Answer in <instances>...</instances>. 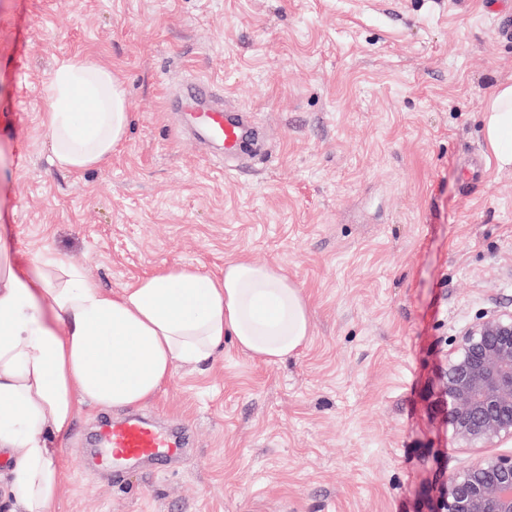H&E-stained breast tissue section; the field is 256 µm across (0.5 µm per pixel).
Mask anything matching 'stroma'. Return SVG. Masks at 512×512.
<instances>
[{"mask_svg":"<svg viewBox=\"0 0 512 512\" xmlns=\"http://www.w3.org/2000/svg\"><path fill=\"white\" fill-rule=\"evenodd\" d=\"M493 0H0V246L119 291L164 266L275 264L311 336L265 364L225 340L143 413L182 457L113 475L89 452L118 409L80 402L54 512H434L475 459L441 379L461 329L512 308V169L482 112L512 82ZM111 63L128 136L102 166L50 161L44 88ZM254 113L234 174L171 101L185 77Z\"/></svg>","mask_w":512,"mask_h":512,"instance_id":"obj_1","label":"stroma"}]
</instances>
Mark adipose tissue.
I'll list each match as a JSON object with an SVG mask.
<instances>
[{
  "label": "adipose tissue",
  "instance_id": "1",
  "mask_svg": "<svg viewBox=\"0 0 512 512\" xmlns=\"http://www.w3.org/2000/svg\"><path fill=\"white\" fill-rule=\"evenodd\" d=\"M53 163L72 172L106 162L124 140L123 83L99 56L78 53L45 87ZM483 136L499 168H512V83L483 112ZM54 257L18 268L0 250V454L11 459L10 512H53L66 481L60 442L77 402L137 408L178 366L210 362L232 337L253 359L274 364L311 334L302 288L279 266L239 256L221 273L161 268L115 292L75 266L63 282Z\"/></svg>",
  "mask_w": 512,
  "mask_h": 512
}]
</instances>
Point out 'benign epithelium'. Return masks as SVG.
I'll list each match as a JSON object with an SVG mask.
<instances>
[{"instance_id": "1", "label": "benign epithelium", "mask_w": 512, "mask_h": 512, "mask_svg": "<svg viewBox=\"0 0 512 512\" xmlns=\"http://www.w3.org/2000/svg\"><path fill=\"white\" fill-rule=\"evenodd\" d=\"M448 424L467 448L512 443V309L466 327L443 375ZM439 512H512V454L477 457L450 482Z\"/></svg>"}]
</instances>
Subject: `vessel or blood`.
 <instances>
[{
  "label": "vessel or blood",
  "instance_id": "vessel-or-blood-1",
  "mask_svg": "<svg viewBox=\"0 0 512 512\" xmlns=\"http://www.w3.org/2000/svg\"><path fill=\"white\" fill-rule=\"evenodd\" d=\"M210 89L207 80L187 78L174 104L177 110L193 114L198 125L223 141L224 155L231 158L236 156L243 141L258 135L259 127L249 111L215 103ZM178 451L177 442L168 434L143 417L132 415L102 429L98 462L115 472L134 464L154 470L165 465Z\"/></svg>",
  "mask_w": 512,
  "mask_h": 512
}]
</instances>
